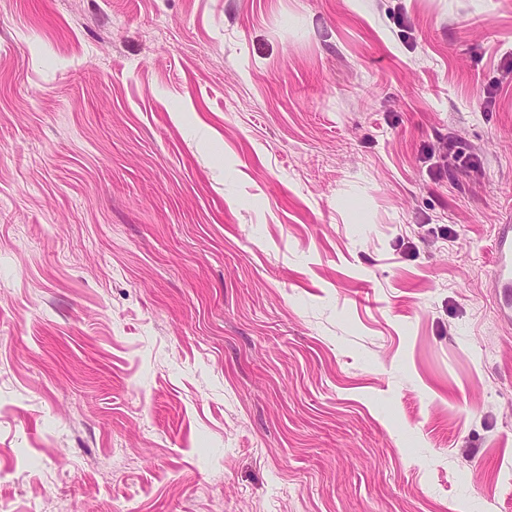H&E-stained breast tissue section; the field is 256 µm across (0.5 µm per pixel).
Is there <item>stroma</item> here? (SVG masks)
<instances>
[{
  "label": "stroma",
  "mask_w": 512,
  "mask_h": 512,
  "mask_svg": "<svg viewBox=\"0 0 512 512\" xmlns=\"http://www.w3.org/2000/svg\"><path fill=\"white\" fill-rule=\"evenodd\" d=\"M502 224L512 0H0V502L512 512ZM491 285L503 316L512 318V224L500 225L494 243Z\"/></svg>",
  "instance_id": "obj_1"
}]
</instances>
